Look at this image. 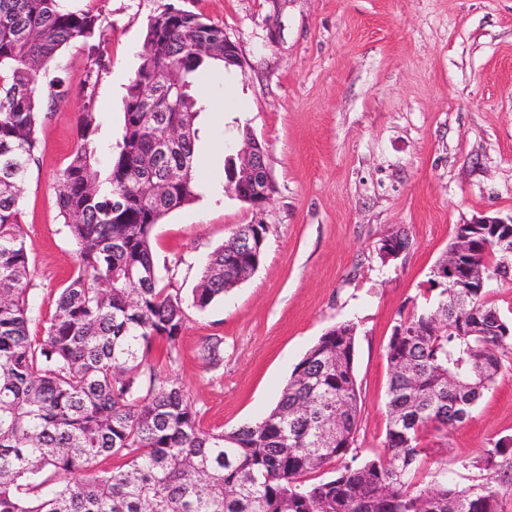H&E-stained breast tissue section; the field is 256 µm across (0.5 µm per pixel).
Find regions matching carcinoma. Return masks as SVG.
Instances as JSON below:
<instances>
[{
	"mask_svg": "<svg viewBox=\"0 0 512 512\" xmlns=\"http://www.w3.org/2000/svg\"><path fill=\"white\" fill-rule=\"evenodd\" d=\"M67 0H0V512H500L512 491V444L496 445L463 470L419 480L423 433L465 422L502 368L512 319L487 288H438L391 335L385 452L359 460L361 412L353 370L355 334L339 323L294 368L276 405L232 432L201 427L168 366L151 353L175 350L182 299L159 285L154 228L198 195V116L211 109L197 73L224 66V27L164 6L150 16L145 55L123 100V133L98 165L96 86L110 58L94 42L101 13ZM91 61L83 86L80 141L62 172L57 207L79 247L42 335L30 302L21 187L34 161L41 112L65 101L64 81L40 83L66 46ZM235 228L212 253L193 290L200 310L228 293L257 238ZM466 261L486 280L507 267L509 244L493 225L471 230ZM120 460L87 474L98 458ZM334 464V475L303 476Z\"/></svg>",
	"mask_w": 512,
	"mask_h": 512,
	"instance_id": "obj_1",
	"label": "carcinoma"
}]
</instances>
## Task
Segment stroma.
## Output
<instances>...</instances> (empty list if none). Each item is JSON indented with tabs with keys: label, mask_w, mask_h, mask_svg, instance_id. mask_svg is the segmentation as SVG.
Listing matches in <instances>:
<instances>
[{
	"label": "stroma",
	"mask_w": 512,
	"mask_h": 512,
	"mask_svg": "<svg viewBox=\"0 0 512 512\" xmlns=\"http://www.w3.org/2000/svg\"><path fill=\"white\" fill-rule=\"evenodd\" d=\"M167 3L223 26L246 61L241 71L201 74L224 109L197 121V198L166 215L152 239L162 286L185 302L172 375L204 428L231 432L275 406L320 336L354 322L355 446L375 456L384 450L394 325L421 304L456 225L512 217V0H76L101 10L110 58L96 89L100 164L122 135L147 20ZM88 66L79 43L51 63L70 94L41 113L22 186L30 295L45 317L78 263L56 194L79 141ZM242 125L267 149L273 192L260 208L224 190V160L240 148ZM258 223L268 233L256 271L195 308L192 290L212 252L238 225ZM398 231L410 245L384 260L381 243ZM215 336L224 353L213 367L202 348ZM510 438L512 348L469 420L425 435L419 477L431 481L445 467L470 485L475 473L459 470V459Z\"/></svg>",
	"instance_id": "stroma-1"
}]
</instances>
